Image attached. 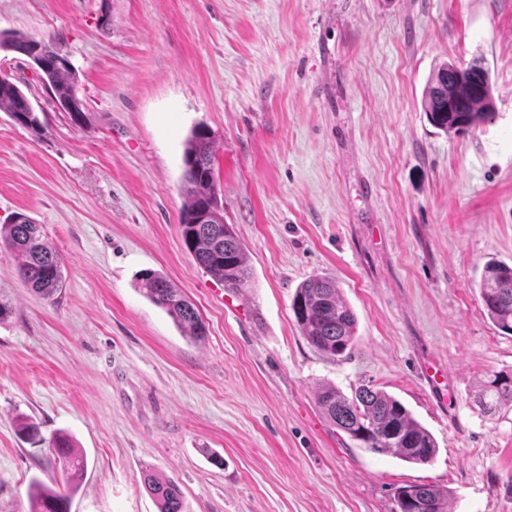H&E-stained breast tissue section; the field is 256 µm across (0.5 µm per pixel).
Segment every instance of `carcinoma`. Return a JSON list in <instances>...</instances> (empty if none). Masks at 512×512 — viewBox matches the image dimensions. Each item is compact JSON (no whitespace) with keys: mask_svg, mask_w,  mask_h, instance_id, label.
I'll return each instance as SVG.
<instances>
[{"mask_svg":"<svg viewBox=\"0 0 512 512\" xmlns=\"http://www.w3.org/2000/svg\"><path fill=\"white\" fill-rule=\"evenodd\" d=\"M0 49L29 58L40 71L60 111L80 125L85 117L78 97L77 80L68 55L54 41L23 36L0 40ZM422 110L428 122L444 133H460L477 127L493 115L494 96L487 70L476 60L468 66L440 63L431 73L422 93ZM41 140L48 133L30 98L9 79L0 80V111ZM214 137L210 129L195 127L183 154V190L186 200L179 226L185 248L196 264L224 288L240 293L251 287L253 276L240 239L224 223L213 167ZM0 249L16 258V274L41 296L52 299L63 286L64 259L43 235L42 226L23 213L13 223L0 225ZM487 316L504 334H512V266L489 260L478 283ZM140 290L164 310L183 335L200 341L205 325L195 305L166 276L146 270L140 274ZM291 309L302 336L317 351L342 357L352 349L357 317L346 303L336 279L314 274L296 289ZM477 402L487 413L512 405V376L495 374L484 382ZM316 403L332 426L347 435L357 447L378 454H391L409 464H429L438 454L432 433L395 397L366 385L348 396L334 386L319 388ZM66 476L64 491L30 482V512H70L72 492L87 468L82 449L64 435L49 443ZM143 484L157 500L159 512H184L181 490L175 480L153 473L143 475ZM394 512H448V491L428 484L400 487L394 495Z\"/></svg>","mask_w":512,"mask_h":512,"instance_id":"obj_1","label":"carcinoma"}]
</instances>
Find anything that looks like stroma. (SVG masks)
<instances>
[{
  "mask_svg": "<svg viewBox=\"0 0 512 512\" xmlns=\"http://www.w3.org/2000/svg\"><path fill=\"white\" fill-rule=\"evenodd\" d=\"M17 34L62 44L86 118L0 50L48 126L37 140L0 111V224L30 216L65 261L50 302L0 252V512H29L32 479L63 485L46 446L61 432L87 458L71 512H158L146 471L178 483L186 512H391L416 484L446 489L448 512H512V408L476 402L512 372L478 291L488 260L512 265V0H0V39ZM477 58L494 115L445 135L422 90L441 62ZM199 124L253 270L240 294L179 232ZM148 269L195 304L203 340L140 292ZM315 273L357 315L346 356L295 323ZM362 383L434 435L432 463L330 426L318 387Z\"/></svg>",
  "mask_w": 512,
  "mask_h": 512,
  "instance_id": "obj_1",
  "label": "stroma"
}]
</instances>
